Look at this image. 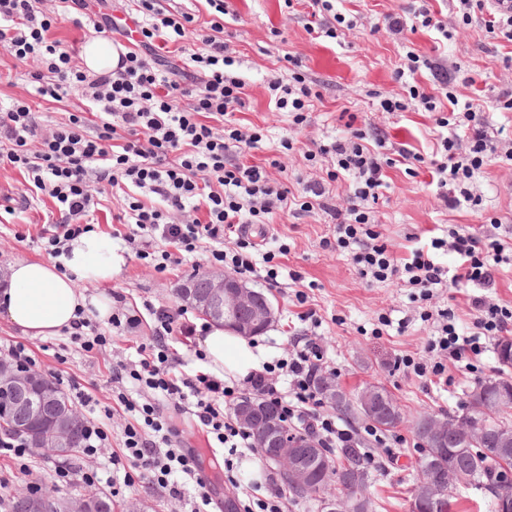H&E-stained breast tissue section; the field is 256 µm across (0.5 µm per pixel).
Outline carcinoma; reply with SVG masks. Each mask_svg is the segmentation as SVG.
<instances>
[{"label":"carcinoma","instance_id":"obj_1","mask_svg":"<svg viewBox=\"0 0 512 512\" xmlns=\"http://www.w3.org/2000/svg\"><path fill=\"white\" fill-rule=\"evenodd\" d=\"M496 355L498 370L496 374L479 382L471 391L469 400L463 408V415L444 414L442 419L448 422V436L443 448H433L425 440L421 426L431 414L425 412L412 421V432L420 444L422 451L421 464L430 461L433 464V473L446 479L448 472L455 473L451 484L445 486L444 492L436 504V512H450L448 503L452 502L453 490L468 487V475L475 471H485L492 474L497 470H512V453L500 457L490 458L484 453V449L498 447L502 435L512 434V409L508 411H495L486 416L476 408L475 398L483 393L486 397L502 394L512 395V336H502L496 342ZM369 391H376L382 396L381 413L369 415L361 411L358 405L360 397ZM64 406L76 414L73 423L69 447L78 449L83 447L84 418L76 413L68 397H63ZM0 406L7 408L6 419L0 426V433H11V418H26L29 413L24 409L10 410L7 395H0ZM330 406L344 418H363L374 428L389 432L400 426L403 415L396 400L382 384H368L361 391L349 393L342 391V398L330 403ZM474 417L472 432L461 430L457 421L462 418ZM331 472L314 475L313 484L307 489L286 484L291 500L311 499L321 501L319 495L331 484H336V491L332 496L346 498L355 492L359 486L368 487L371 480L368 463V453L363 443L353 440L348 446L338 449L336 457H327ZM86 500L89 512H114L112 499L97 492L88 491L82 494Z\"/></svg>","mask_w":512,"mask_h":512}]
</instances>
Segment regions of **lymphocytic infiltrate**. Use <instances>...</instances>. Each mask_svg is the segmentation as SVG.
<instances>
[{
    "instance_id": "obj_1",
    "label": "lymphocytic infiltrate",
    "mask_w": 512,
    "mask_h": 512,
    "mask_svg": "<svg viewBox=\"0 0 512 512\" xmlns=\"http://www.w3.org/2000/svg\"><path fill=\"white\" fill-rule=\"evenodd\" d=\"M134 2L132 23L125 26L111 14L90 12L86 0H53L49 8L44 0H0V49L35 63L32 92L58 102L70 97L78 101L62 123L39 122L26 98L0 101V165L24 172L22 207L47 198L57 212L38 237L49 259L61 263L70 242L91 231L113 189L123 200L113 219L124 226V240L148 267L161 273L208 250L209 263L225 271L259 278L270 288H294L299 320L314 323L318 315L307 305L302 275L283 271L287 244L266 248L264 227L279 214L317 211L332 226L324 248L348 252L366 282L403 283L425 302L441 288L470 289V326H460L454 310L434 315L421 309L420 319L435 321L436 329L426 346L427 358L404 362L416 376L447 384L449 365L473 364L491 341L512 333V306L487 294L501 266L512 265V246L505 240L452 224L400 256L378 231L374 206L386 167L400 164L411 170L424 161L422 156L403 147L396 157H388L383 139H371L365 129L351 126L344 136L307 150L308 160L325 162V174L292 192L271 179L266 164L246 159L262 136L233 120L245 106L248 83L234 71L236 59L224 41L228 0H204L210 20L196 31L194 49L185 44L191 13L168 10L162 0ZM457 2L462 23L482 14L487 33L512 43L511 11H486L484 0ZM67 18L103 37H129L133 43L120 54L116 68L88 71L79 65L73 46L52 36ZM164 52L177 54L180 66L162 69ZM406 59L404 97L381 98L379 106L402 112L412 104L434 113L436 127L445 134L437 138L429 163L433 180L444 190L442 201L451 209L464 204L479 208L483 198L474 193L473 181L494 159L502 133L489 130L472 104H460L453 86L435 88L418 79V72L431 66L428 58L411 50ZM265 89L275 110L287 113L296 127L307 123L321 97L298 60L291 70L272 73ZM460 126L467 138L457 136ZM339 181L347 186L343 205L331 190ZM440 252L453 255L454 264L439 262ZM112 299L119 308L107 323L84 313L74 321L69 338L85 353L105 347L113 330L141 324L140 314L124 309L123 294L113 293ZM148 313L149 343L139 345L136 359L112 363L111 405L99 407L89 389L74 392L80 407L97 411L85 427L84 456L109 448L104 421L115 410L130 417L121 449L109 457L113 494L143 482L166 491L171 501L191 500L193 512H210L212 489L201 474L198 455L184 446L180 431L164 416V403L189 414L217 447L227 449L225 477L234 486L239 483L236 459L255 451L252 434L232 414L249 389L259 390L320 447L330 450L351 442L352 432L324 411L313 385L323 360L315 338H305L285 356L232 384L207 371H181L178 345L194 346L205 331L187 308L152 306Z\"/></svg>"
}]
</instances>
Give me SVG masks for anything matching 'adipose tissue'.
<instances>
[{
    "mask_svg": "<svg viewBox=\"0 0 512 512\" xmlns=\"http://www.w3.org/2000/svg\"><path fill=\"white\" fill-rule=\"evenodd\" d=\"M124 263L111 238L96 231L73 241L65 272H58L50 262L16 261L9 268L7 288L0 291V320L23 335L38 337L71 327L80 308H94L99 318H108L111 297H87L81 285L111 281ZM200 346L214 373L243 376L264 359L260 346L216 325L201 338Z\"/></svg>",
    "mask_w": 512,
    "mask_h": 512,
    "instance_id": "ef3b65f1",
    "label": "adipose tissue"
}]
</instances>
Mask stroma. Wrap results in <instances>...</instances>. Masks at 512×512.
Listing matches in <instances>:
<instances>
[{
    "instance_id": "35a3bbf8",
    "label": "stroma",
    "mask_w": 512,
    "mask_h": 512,
    "mask_svg": "<svg viewBox=\"0 0 512 512\" xmlns=\"http://www.w3.org/2000/svg\"><path fill=\"white\" fill-rule=\"evenodd\" d=\"M412 3L413 0H343L342 9L355 16L358 23L334 43L313 37L311 29L318 26L319 20L307 7L290 13L281 9L278 0H234L239 18L225 24L224 37L235 52L239 73L249 84V97L238 117L241 123L260 127L265 134L259 148L252 150V160L271 158L274 144L286 134L294 140L295 149L281 156V168L274 171V178L293 190L299 182L318 178L319 169L311 166L304 153L311 143L323 144L344 134L341 114L345 111L355 114L361 125L381 129L387 136L388 150L405 147L431 157L438 135L433 115L413 107L388 114L378 110L375 99L379 93L402 94L403 85L396 73L410 50L426 55L432 62L431 68L423 70L422 82L434 85L448 80L456 86L460 100L485 101L489 128L512 126V112L492 106L500 92L512 90V65L506 63L512 56V43L490 37L478 18L467 25L457 24L453 38L444 48L437 47L429 32L393 34L384 26V19L403 15ZM295 56L301 57L306 75L322 93L308 123L298 128L289 127L286 114L270 104L263 84L268 69L285 65L287 58ZM386 180L388 187L378 201L376 217L384 240L397 252H405L411 236L424 234L437 224H462L480 232L493 229L512 244V166L507 163L492 161L477 177L483 196V204L477 210L465 205L454 210L445 208L439 188L431 184L425 172L415 177L395 166L387 169ZM53 210L48 201L31 210L19 207L13 214L0 216V285L5 284L4 273L15 260L43 259L35 237L42 224L52 221ZM331 233L322 214H280L270 225L267 240L289 244L287 267L316 284L309 293V302L322 320L318 332L325 352L324 370L350 391L367 383H382L398 402L405 418L396 431L404 439L402 445L374 447L372 439L365 436L364 421L349 419L345 425L371 449L372 512H408L421 458L410 420L421 411L440 414L461 410L477 381L495 374L496 355L486 352L475 374L461 366L449 367L451 383L445 388L408 373L399 360L405 356L425 357L430 324L414 316L416 304L410 289L396 282L367 283L359 278L347 254L323 249L322 240ZM114 245L124 254L125 263L105 287L88 286L89 296L117 291L126 296L131 308L147 303L172 304L180 284L194 274L211 270L205 254L200 253L173 270L158 273L130 254L124 241L115 240ZM273 296L276 319L256 338L270 360L284 355L296 337L310 331L309 323L297 318L291 290H277ZM383 312L390 314L393 324L377 336L372 329ZM401 321L406 324L402 330L397 327ZM148 334L144 324L123 331L90 358L64 334L25 338L0 321V345L25 340L35 353L36 371L43 373L58 366L66 378L80 385L96 384L95 396L105 406L112 402L108 379L113 358L133 357L135 346L146 342ZM172 418L185 444L199 452L216 506H223L227 490H234L240 498L264 484V475L242 474L238 477L239 488H230L223 469L215 462L216 451L207 446L205 434L193 426L187 415L176 412ZM61 464L55 456L36 452L23 470L14 461L0 458V498H9L33 481L56 486L62 495L81 492L78 484L57 485L55 470Z\"/></svg>"
}]
</instances>
